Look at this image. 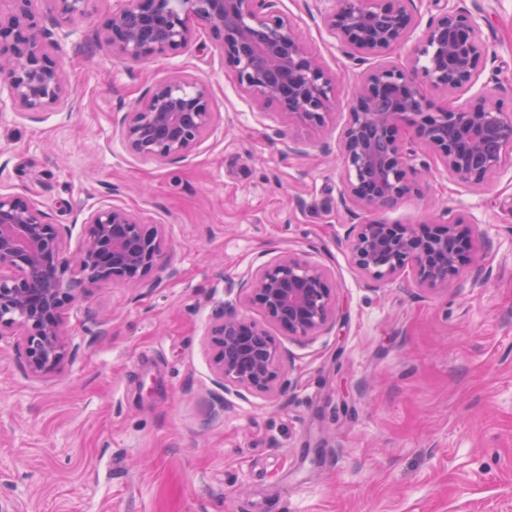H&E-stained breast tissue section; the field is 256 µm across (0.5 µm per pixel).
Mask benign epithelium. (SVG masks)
Masks as SVG:
<instances>
[{
	"mask_svg": "<svg viewBox=\"0 0 512 512\" xmlns=\"http://www.w3.org/2000/svg\"><path fill=\"white\" fill-rule=\"evenodd\" d=\"M94 0H54L61 24L89 16ZM324 16L329 34L353 58L410 44L407 64L368 71L354 95L340 139L346 179L344 205L365 212L393 206L419 193L418 162L431 149L459 182L477 187L512 156V109L480 91L458 103L434 104L422 88L445 93L472 87L486 55L483 16L446 4L420 26L403 0H331ZM31 0H0V92L11 109L56 111L67 101L62 71L52 50L71 31L38 29ZM198 25L219 40L224 63L238 88L255 103L274 106L288 121L320 129L336 100L338 77L308 51L300 28L272 0H121L97 40L122 63H137L189 46ZM209 88L176 73L159 83L118 119L125 148L157 162L185 158L217 129ZM472 220L451 215L444 224L367 221L349 232L354 265L376 281L411 273L428 292H448L460 269L483 261ZM167 239L137 214L108 206L92 211L71 250V230L50 224L27 197L0 193V339L10 336L33 377L57 370L76 350L66 311L85 285L154 288ZM244 299L288 338L309 341L328 330L336 296L325 267L304 255L273 257L247 272ZM213 383L239 397L284 392L288 351L255 322L232 312L214 315L209 330Z\"/></svg>",
	"mask_w": 512,
	"mask_h": 512,
	"instance_id": "obj_1",
	"label": "benign epithelium"
}]
</instances>
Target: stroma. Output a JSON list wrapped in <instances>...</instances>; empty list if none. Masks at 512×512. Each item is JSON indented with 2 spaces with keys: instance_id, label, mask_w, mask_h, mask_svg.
Masks as SVG:
<instances>
[{
  "instance_id": "35a3bbf8",
  "label": "stroma",
  "mask_w": 512,
  "mask_h": 512,
  "mask_svg": "<svg viewBox=\"0 0 512 512\" xmlns=\"http://www.w3.org/2000/svg\"><path fill=\"white\" fill-rule=\"evenodd\" d=\"M483 11L492 94L512 105V0ZM117 0H96L57 54L61 113L0 112V192L30 196L80 235L121 206L162 225L176 276L157 288L89 287L66 314L76 346L60 370L27 374L0 339V512H512V166L486 185L456 181L427 154L421 196L378 213L434 224L465 213L491 249L445 294L411 275H362L336 161L352 86L397 50L357 62L332 38L326 0H276L337 75L327 126L260 108L236 86L207 27L140 64L95 41ZM205 83L218 128L186 158L130 155L115 124L175 73ZM325 266L336 323L289 340L243 301V273L272 252ZM229 308L290 352L289 387L239 399L212 382L208 330Z\"/></svg>"
}]
</instances>
